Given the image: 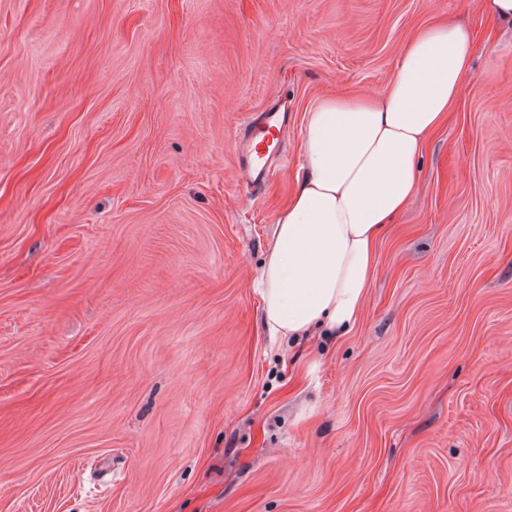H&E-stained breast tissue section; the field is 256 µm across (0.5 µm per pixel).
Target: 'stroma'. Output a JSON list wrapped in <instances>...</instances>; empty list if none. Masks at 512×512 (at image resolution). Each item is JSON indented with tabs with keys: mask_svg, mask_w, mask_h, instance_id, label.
<instances>
[{
	"mask_svg": "<svg viewBox=\"0 0 512 512\" xmlns=\"http://www.w3.org/2000/svg\"><path fill=\"white\" fill-rule=\"evenodd\" d=\"M482 40L349 334L255 286L322 95ZM288 105L276 173L249 115ZM0 512H512V22L480 0H0ZM281 132L279 112H261L253 119V130L243 139L239 153L240 172L248 186L258 185L264 179L270 147Z\"/></svg>",
	"mask_w": 512,
	"mask_h": 512,
	"instance_id": "1",
	"label": "stroma"
}]
</instances>
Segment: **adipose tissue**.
I'll use <instances>...</instances> for the list:
<instances>
[{"mask_svg": "<svg viewBox=\"0 0 512 512\" xmlns=\"http://www.w3.org/2000/svg\"><path fill=\"white\" fill-rule=\"evenodd\" d=\"M479 46L438 18L404 46L376 94L318 98L304 115L302 165L278 210L258 277L269 336L344 335L376 273V249L418 186V162L455 112Z\"/></svg>", "mask_w": 512, "mask_h": 512, "instance_id": "1", "label": "adipose tissue"}]
</instances>
